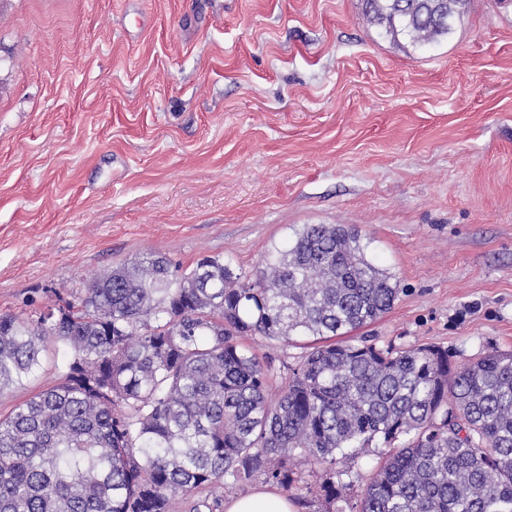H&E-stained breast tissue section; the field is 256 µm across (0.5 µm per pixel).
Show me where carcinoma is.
<instances>
[{
  "mask_svg": "<svg viewBox=\"0 0 512 512\" xmlns=\"http://www.w3.org/2000/svg\"><path fill=\"white\" fill-rule=\"evenodd\" d=\"M470 0H361L367 23L430 47ZM400 288L345 224H306L252 273L220 257L182 272L159 255L94 278L35 319L0 314V392L71 347L62 383L0 416V512H213L226 479L288 489L293 461L383 447L358 512H512V353L458 368L436 346L379 347L350 333ZM307 338L288 381L248 337ZM353 482L322 485L344 512Z\"/></svg>",
  "mask_w": 512,
  "mask_h": 512,
  "instance_id": "carcinoma-1",
  "label": "carcinoma"
}]
</instances>
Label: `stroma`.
Instances as JSON below:
<instances>
[{"label": "stroma", "mask_w": 512, "mask_h": 512, "mask_svg": "<svg viewBox=\"0 0 512 512\" xmlns=\"http://www.w3.org/2000/svg\"><path fill=\"white\" fill-rule=\"evenodd\" d=\"M0 0V314L34 318L152 252L246 273L306 224L356 228L395 274L384 347L455 366L512 352V0H471L448 40L393 44L360 0ZM279 388L303 340L256 338ZM0 392V415L71 357ZM296 459L295 512L356 479Z\"/></svg>", "instance_id": "stroma-1"}]
</instances>
